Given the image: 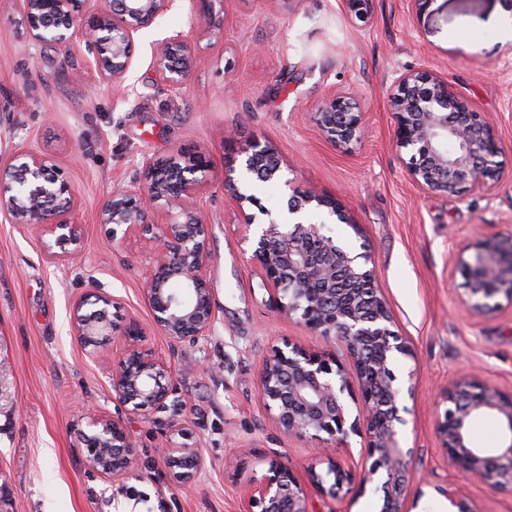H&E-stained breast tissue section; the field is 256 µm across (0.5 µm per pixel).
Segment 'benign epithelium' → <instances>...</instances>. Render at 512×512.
I'll use <instances>...</instances> for the list:
<instances>
[{"label": "benign epithelium", "instance_id": "benign-epithelium-1", "mask_svg": "<svg viewBox=\"0 0 512 512\" xmlns=\"http://www.w3.org/2000/svg\"><path fill=\"white\" fill-rule=\"evenodd\" d=\"M173 0H103L90 21H83L85 0H16L35 44L50 42L66 49L84 48L96 83L124 81L132 62L135 36L169 10ZM193 20L202 31L218 36L224 17L215 6L224 0H188ZM372 0H343L357 19L367 18ZM197 63L195 46L178 32L154 49L156 81L177 89ZM397 145L407 150L408 173L428 190L456 192L465 185L488 188L498 178L501 146L493 124L452 90L448 78L428 70L407 71L394 80L389 94ZM322 135L344 147L358 138L363 112L345 94H333L313 113ZM245 170L256 180H271L281 160L267 142L254 140L241 150ZM206 161L196 153L169 158L148 155L140 161V177L113 191L98 222L109 226L112 239L133 233L149 234L158 245L147 261L143 297L154 322L177 343L193 345L210 334L216 314L207 282L205 222L200 207ZM224 188L236 203L239 223L252 229L268 214L258 198L241 190L228 172ZM77 193L64 173L45 153L21 148L0 158V215L12 224H42L57 243L77 244L81 225L72 220ZM324 210L336 224L350 223L342 206L312 190L292 189L287 200L294 221H270L253 234L252 259L275 295L277 311L312 332L330 337L352 364L358 383L359 416L348 421L345 397H353L343 364L325 355L288 345L275 350L260 371V397L273 412L276 428L290 436L328 435L346 438L365 430L361 453L372 460L361 475L338 462L329 463L324 478L312 474L320 490L334 498L355 482L375 485L379 512H412L409 500L411 450L401 446L398 426L401 388L393 370L403 357L413 356L409 343L394 330L393 317L374 286L376 274L365 253H352L324 224L303 218ZM466 280L460 299L462 312L483 316L497 311L504 296L512 304V236L479 237L456 255ZM173 279L186 288L181 295L167 288ZM119 302L93 289L73 306L74 336L84 345L90 337L107 335L112 327L109 308ZM125 335L130 349L112 364L110 383L115 400L131 414H148L166 407L169 388L166 368L151 351L138 346L143 328L129 321ZM444 406L435 429L448 464L459 474L512 495V392L482 382L471 372L440 394ZM477 414L494 417L503 432L499 448L487 453L471 443L470 424ZM82 439L90 442L89 465L107 478H120L130 467L128 437L120 419L92 417ZM201 459L195 448H181L170 459L174 483H188ZM448 501V512H480L455 483L437 487ZM240 512H307L297 476L279 459L268 461L267 474L252 484Z\"/></svg>", "mask_w": 512, "mask_h": 512}]
</instances>
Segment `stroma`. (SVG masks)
<instances>
[{
  "mask_svg": "<svg viewBox=\"0 0 512 512\" xmlns=\"http://www.w3.org/2000/svg\"><path fill=\"white\" fill-rule=\"evenodd\" d=\"M512 0H372L367 21L341 0H224V33L196 37L198 67L175 91L155 83L154 44L195 35L186 0L136 39L132 68L119 84L89 92L79 48L32 44L15 0H0V155L33 147L48 154L77 190L82 226L77 257H67L45 226L0 216V512H239L252 482L279 458L300 479L309 512H379L373 489L323 495L312 474L329 462L361 471L363 440L326 433L291 437L274 426L259 393L265 359L285 344L337 353L296 318L276 316L274 295L250 257L246 229L224 190L252 140L269 142L282 168L255 182L272 213L291 187L336 199L350 224L330 230L351 251L368 247L396 328L415 357L394 371L411 384L401 428L413 451L418 512H444L436 485L462 483L480 512H512V496L461 481L435 430L438 395L479 366L484 382L512 391V305L487 316L460 314L465 279L455 254L474 235H512ZM431 69L493 122L501 142L492 188L458 194L410 179L397 146L388 94L396 76ZM357 99L365 123L343 149L327 141L313 113L331 94ZM188 149L207 168L200 206L207 230V278L216 321L197 344L173 342L143 298L144 236L112 241L99 224L103 200L139 172L142 156ZM120 304L116 326L90 355L71 331L73 305L91 288ZM138 321L143 348L170 366L165 409L132 415L112 395L113 361L128 348L122 328ZM124 423L132 467L118 480L86 461L79 433L88 412ZM189 446L202 463L180 487L162 447Z\"/></svg>",
  "mask_w": 512,
  "mask_h": 512,
  "instance_id": "stroma-1",
  "label": "stroma"
}]
</instances>
